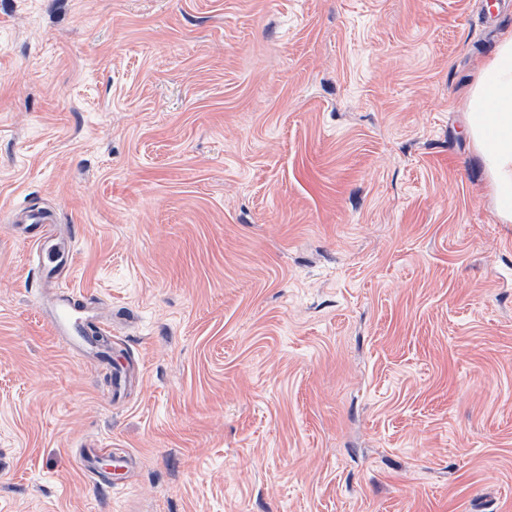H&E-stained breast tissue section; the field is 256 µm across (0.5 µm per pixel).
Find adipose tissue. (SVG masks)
I'll use <instances>...</instances> for the list:
<instances>
[{
  "mask_svg": "<svg viewBox=\"0 0 512 512\" xmlns=\"http://www.w3.org/2000/svg\"><path fill=\"white\" fill-rule=\"evenodd\" d=\"M465 110L471 136L488 172L499 217L512 222V32L472 84Z\"/></svg>",
  "mask_w": 512,
  "mask_h": 512,
  "instance_id": "ef3b65f1",
  "label": "adipose tissue"
}]
</instances>
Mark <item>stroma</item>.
<instances>
[{"label": "stroma", "mask_w": 512, "mask_h": 512, "mask_svg": "<svg viewBox=\"0 0 512 512\" xmlns=\"http://www.w3.org/2000/svg\"><path fill=\"white\" fill-rule=\"evenodd\" d=\"M512 0H0V512H512ZM76 233L53 335L10 211ZM126 452L96 488L83 448ZM469 132L488 172L499 217L512 222V32L502 35L493 57L468 92ZM70 293V296L60 297L54 303L49 323L57 336L67 338L72 349L85 355H101L97 344L90 337L94 333L89 327L93 321H96V317L90 315L88 310L81 308L78 300L74 298L76 296L74 292L70 291Z\"/></svg>", "instance_id": "1"}]
</instances>
